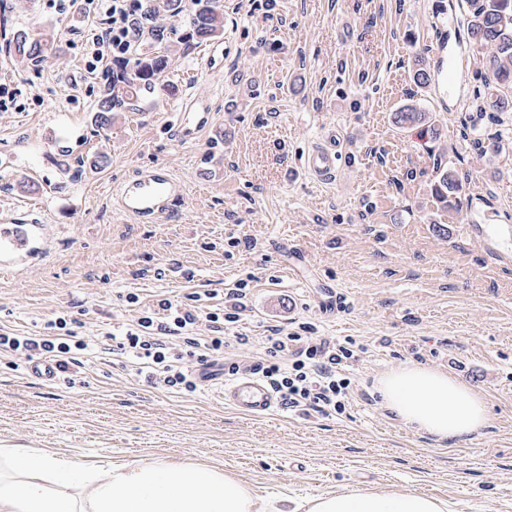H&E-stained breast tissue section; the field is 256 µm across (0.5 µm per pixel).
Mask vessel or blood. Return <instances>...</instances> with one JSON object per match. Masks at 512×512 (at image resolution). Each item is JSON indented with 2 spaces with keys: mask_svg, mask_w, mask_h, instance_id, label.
<instances>
[{
  "mask_svg": "<svg viewBox=\"0 0 512 512\" xmlns=\"http://www.w3.org/2000/svg\"><path fill=\"white\" fill-rule=\"evenodd\" d=\"M176 121L171 131L177 141L187 142L211 126L213 109L207 100L193 98L171 108ZM339 152L335 134L314 146L300 163L308 176L321 181L335 177ZM184 195L181 184L166 169L155 168L137 175L116 191L119 208L139 222L150 224L168 214ZM50 232L41 214L33 209L0 217V271L19 273L43 261L49 253ZM225 404L254 417L272 414L278 401L258 375L243 372L217 390Z\"/></svg>",
  "mask_w": 512,
  "mask_h": 512,
  "instance_id": "obj_1",
  "label": "vessel or blood"
}]
</instances>
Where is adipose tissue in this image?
I'll use <instances>...</instances> for the list:
<instances>
[{"mask_svg": "<svg viewBox=\"0 0 512 512\" xmlns=\"http://www.w3.org/2000/svg\"><path fill=\"white\" fill-rule=\"evenodd\" d=\"M384 403L408 425L438 439L465 440L487 421L483 395L423 366L389 372ZM0 512H448L418 493L369 489L299 501L260 498L212 464L162 458L85 464L46 448H0Z\"/></svg>", "mask_w": 512, "mask_h": 512, "instance_id": "adipose-tissue-1", "label": "adipose tissue"}]
</instances>
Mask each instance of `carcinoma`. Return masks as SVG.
Segmentation results:
<instances>
[{"label": "carcinoma", "instance_id": "cac0c4a2", "mask_svg": "<svg viewBox=\"0 0 512 512\" xmlns=\"http://www.w3.org/2000/svg\"><path fill=\"white\" fill-rule=\"evenodd\" d=\"M165 7L174 15L188 12L187 34L182 41L215 39L224 34V8L221 0H165ZM464 28L470 43L482 49L476 59L489 96L488 108L492 112H512V0H465ZM165 39L163 30L152 33L151 40L139 43L132 58L124 61L117 72L106 68L104 93L95 112L98 127L112 123V113L123 112L135 106L143 95L154 91L161 74L169 65V55L159 51ZM54 38L47 34L40 40L30 39L26 33H13L9 48L15 50L21 62L37 65L53 49ZM413 83L420 88L435 84V70L425 60L415 59L411 71ZM398 127L425 126L435 131L431 112L406 105L394 113ZM436 180L432 196L440 216L460 214L463 208L460 195L461 176L452 169L436 164Z\"/></svg>", "mask_w": 512, "mask_h": 512}]
</instances>
